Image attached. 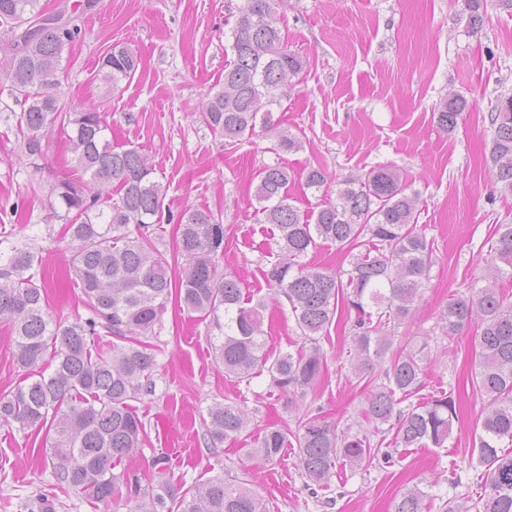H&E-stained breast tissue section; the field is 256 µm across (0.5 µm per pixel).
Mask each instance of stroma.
<instances>
[{
	"label": "stroma",
	"mask_w": 512,
	"mask_h": 512,
	"mask_svg": "<svg viewBox=\"0 0 512 512\" xmlns=\"http://www.w3.org/2000/svg\"><path fill=\"white\" fill-rule=\"evenodd\" d=\"M240 3L41 0L46 11L65 12L80 29L63 54V105L96 108L107 139L147 155L166 188L164 213L194 208L218 216L224 226L219 266L266 297L264 328L274 354L304 341L287 301L275 297L263 276L275 245L271 225L257 211L256 172L286 165L295 175L291 192L305 209L318 202L304 184L309 166H323L334 181L379 164L402 171L418 195V223L434 253L424 292L401 332L432 349L420 398L452 394L459 418L447 447L402 449L385 459L388 443L364 414L373 383L350 370L349 314L338 312L320 341L327 359L320 384L291 397L265 372L247 384L226 377L206 322L171 304L156 328V393L134 404L146 424L143 445L121 466L138 471L145 485L164 480L190 487L243 462L269 512H392L395 499L414 486L427 493V512H443L455 497L478 500L485 486L471 456L485 400L472 384L475 331L446 336L443 313L466 288L487 285L494 227L512 222V194L495 186L489 164L490 114L501 95L512 94V11L486 0L485 25L474 33L459 0H284L279 12L288 47L304 63L273 109L280 128L304 142L286 153L274 151L273 138L262 132L226 146L197 117L233 59L228 30ZM15 37L0 24V254L15 246L31 249L42 262L52 315L70 321L84 311L81 290L66 274L70 237L47 201L52 187L76 171L57 127L45 137L42 158L21 153L17 118L24 100L12 90L5 64V48ZM116 44L135 53L140 65L108 89L98 70ZM451 93L465 96L470 110L449 135L437 127L434 111ZM227 400L241 405L254 426L291 429L299 410L320 412L337 432L368 436L376 454L364 467L337 464L327 485L310 488L295 448L271 462L244 459L254 442L250 435L210 448L203 418L211 405ZM50 438L44 426H0V512H30L42 495L53 498L55 512H130L123 500L95 505L79 491L55 489L53 466L42 452ZM159 449L167 458L161 475L151 466Z\"/></svg>",
	"instance_id": "stroma-1"
}]
</instances>
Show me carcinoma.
<instances>
[{
    "instance_id": "1",
    "label": "carcinoma",
    "mask_w": 512,
    "mask_h": 512,
    "mask_svg": "<svg viewBox=\"0 0 512 512\" xmlns=\"http://www.w3.org/2000/svg\"><path fill=\"white\" fill-rule=\"evenodd\" d=\"M279 5L280 0H243L230 33L234 58L224 67V82L198 113V120L227 145H237L260 127L275 135L278 149L302 148L298 137L272 120V107L286 90L284 80L303 67L279 26ZM461 6L467 28L480 31L484 0H461ZM42 14L39 0H0V23L19 28ZM79 34L77 27L65 38L44 28L35 39L15 40L7 79L27 104L18 117L27 157L42 156L44 132L55 123L66 130L79 177L52 188L50 210L64 221L74 243L72 275L88 316L69 322L50 313L31 252L16 248L0 265V319L11 330L13 361L32 377L28 384L0 394V425L25 430L50 424L57 484L96 503L124 498L134 503L131 512H267L264 499L238 476L220 473L185 490L161 482L147 491L137 477L115 472L143 443L145 423L131 402L156 392L159 348L150 338L174 298L180 308L217 330L213 346L226 376L247 383L266 371L280 391L304 392L324 373L319 341L343 305L354 312L353 373L377 380L366 408L374 428L388 426L396 449L445 447L458 418L452 395L400 408L418 394L431 348L413 336L405 337L403 348L393 344L422 294L434 250L418 227L417 195L408 192L400 171L379 165L346 176L337 181L335 198L305 211L290 195L287 166L276 163L259 170L258 212L278 231L275 261L263 275L267 286L287 300L301 337L310 344L273 356L266 349L265 301L245 298L242 279L219 271L224 225L216 215L186 209L178 216L177 253L185 266L173 283L169 262L153 242L161 228L166 187L155 179L147 157L112 145L95 108L51 111L60 101L63 53ZM136 66L134 54L116 45L103 57L99 75L115 86ZM468 107L463 95H449L437 108V126L454 132ZM491 125L494 183L512 193V95L498 100ZM327 185L322 166L308 168L307 188L323 193ZM495 235L492 278L511 280L512 224L495 225ZM325 243L348 249L349 268L329 272L302 262ZM444 320L449 336L476 324L475 376L487 399L474 447L484 467L485 494L475 503L450 499L444 512H512V452L507 451L512 446V296L494 286L469 288L448 303ZM103 335L117 340L110 357L91 351V341ZM50 350L55 366L46 376L39 368ZM248 427L245 412L235 402L208 408L206 434L214 449L237 440ZM290 434L302 473L318 486L328 482L336 465L362 467L372 458L367 437L340 436L309 409L291 433L275 426L259 429L246 456L272 461L288 447ZM426 497L418 488L409 489L396 500L393 512H425Z\"/></svg>"
}]
</instances>
